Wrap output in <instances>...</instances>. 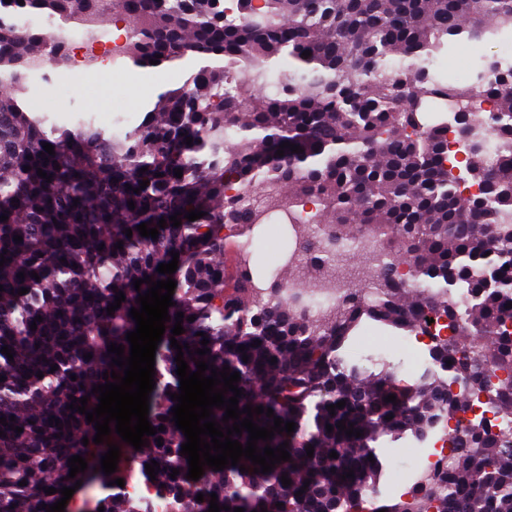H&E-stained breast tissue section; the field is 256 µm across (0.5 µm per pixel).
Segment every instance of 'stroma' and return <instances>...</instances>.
I'll use <instances>...</instances> for the list:
<instances>
[{"label":"stroma","instance_id":"obj_1","mask_svg":"<svg viewBox=\"0 0 512 512\" xmlns=\"http://www.w3.org/2000/svg\"><path fill=\"white\" fill-rule=\"evenodd\" d=\"M98 77L91 82L85 93L70 91L69 67L53 69L51 82L30 78L27 98L36 101L39 112L49 121L64 123L79 115L92 113L100 126L111 125L113 119H121L124 127L138 125L147 112L153 110L160 94L179 89L195 70L190 61L171 65L165 69L148 70L142 82L129 79L127 73L115 70L111 58H104L97 65ZM254 256L251 261L255 277L268 281L279 276L282 281L292 280L294 270L279 268L275 256L282 249L284 234L276 223L264 224L254 231ZM365 351L385 354L393 363L402 365L403 381H410L409 371L416 356L415 351L404 349L395 333L367 329L362 333Z\"/></svg>","mask_w":512,"mask_h":512}]
</instances>
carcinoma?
I'll return each mask as SVG.
<instances>
[{"label":"carcinoma","instance_id":"1","mask_svg":"<svg viewBox=\"0 0 512 512\" xmlns=\"http://www.w3.org/2000/svg\"><path fill=\"white\" fill-rule=\"evenodd\" d=\"M109 9L128 26L123 60L150 68L154 59L161 66L192 58L198 71L120 135L91 118L46 126L18 100L31 69L39 60L66 63L55 25L99 24ZM16 10L47 24L20 30L6 21ZM489 31L512 32V0H262L259 7L236 0L231 14L217 0H0V215L8 216L0 221V254L8 259L0 267V418H14L0 424V512H46L42 505L82 476L69 477L74 455L103 484L158 462L154 483L174 512H208L212 493L228 512H358L387 493L380 439L423 448L484 393L511 413L512 68L488 75L482 66L469 81L434 70L439 56ZM284 57L288 68L280 69ZM450 112L468 146L456 173L444 163ZM284 142L301 152L286 147L276 155ZM491 146L500 155L495 166L486 159ZM39 168L52 179L38 176ZM468 182L482 193L462 195ZM311 197L319 201L316 223L330 231L326 259L348 245L364 264V281L317 320L307 316L314 298L306 289L290 291L276 279L258 286L248 256L233 272L224 265V226L248 233L272 214L291 217ZM191 210L205 216L190 221ZM162 218L157 239L140 235L137 225L158 228ZM172 251L177 270L157 272ZM401 264L414 287L388 276ZM146 276L177 282L168 314L184 313L176 340L189 370L201 360L219 371L227 365L241 377L238 408L273 409L272 418L253 415L258 426L276 417L296 423L294 432L257 443L289 442L290 460L261 474L242 458L186 478V439L171 415L170 394L180 387L172 321L155 352L149 401V422L164 430L140 451L114 432L93 442L94 423L67 405L88 395L86 409L96 407L92 389L106 384L103 373L123 374L110 366L107 346L117 343L129 356L130 310L149 288L137 291L133 282ZM118 291L125 301L109 314ZM368 324L429 338L410 383L381 355L352 357L355 333ZM5 346L13 357L1 353ZM203 347L210 352L194 353ZM487 366L507 378L489 386ZM391 394L394 403L386 401ZM342 400L330 415L328 406ZM52 417L63 427L50 425ZM341 420L361 436L339 430ZM464 436L456 467L414 473L412 491L389 512H512V441L478 421L465 425ZM109 443L120 457L107 476L100 459ZM351 470L354 477L341 479ZM51 487L57 492L45 493ZM100 505L148 512L119 492Z\"/></svg>","mask_w":512,"mask_h":512}]
</instances>
